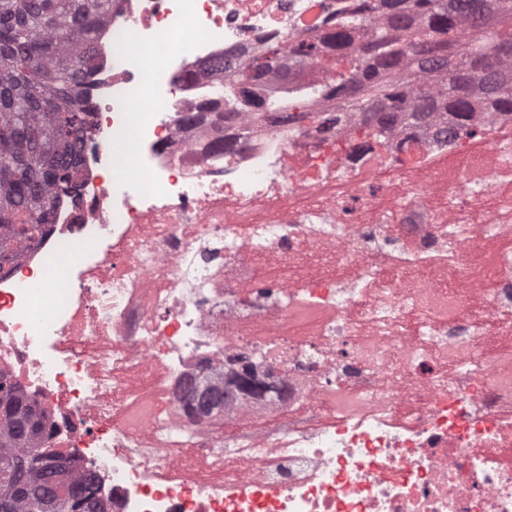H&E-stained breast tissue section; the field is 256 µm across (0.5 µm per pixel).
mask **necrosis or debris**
Wrapping results in <instances>:
<instances>
[{
    "label": "necrosis or debris",
    "mask_w": 512,
    "mask_h": 512,
    "mask_svg": "<svg viewBox=\"0 0 512 512\" xmlns=\"http://www.w3.org/2000/svg\"><path fill=\"white\" fill-rule=\"evenodd\" d=\"M349 2L112 8L78 199L0 258V372L104 512H512V119L363 148L360 115L317 132L333 96L242 139L185 120L212 81L188 82L201 63L290 44ZM186 24L206 37L174 43ZM132 32L157 69L124 48ZM138 93L159 108L135 183L110 143ZM242 355L287 402L234 394L223 435L183 396Z\"/></svg>",
    "instance_id": "4bbe7bcc"
}]
</instances>
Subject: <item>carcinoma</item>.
<instances>
[{
    "mask_svg": "<svg viewBox=\"0 0 512 512\" xmlns=\"http://www.w3.org/2000/svg\"><path fill=\"white\" fill-rule=\"evenodd\" d=\"M113 0H0V248L22 253L60 197L76 199L75 165L92 136L95 53L86 46ZM362 37L365 48L350 52ZM294 56L334 76L295 83L277 43L234 64L213 89L219 116L260 101L288 115L293 95L332 91L359 112L369 135L396 123L438 137H475L476 112L512 115V0H358L330 26L291 45ZM273 72L279 83L263 82ZM33 409L0 373V512H101L96 482L48 465Z\"/></svg>",
    "mask_w": 512,
    "mask_h": 512,
    "instance_id": "carcinoma-1",
    "label": "carcinoma"
}]
</instances>
